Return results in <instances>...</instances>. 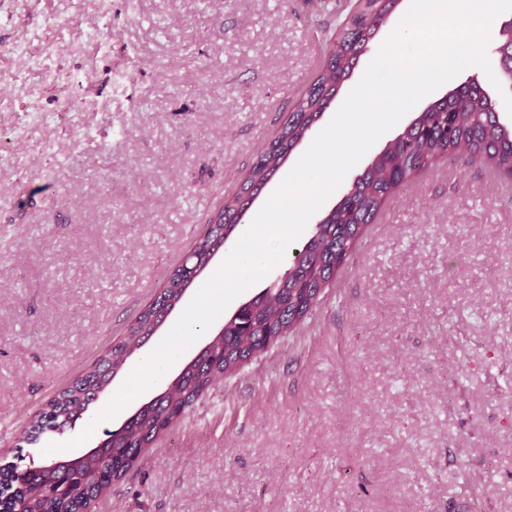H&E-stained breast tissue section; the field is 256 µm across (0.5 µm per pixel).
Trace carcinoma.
Here are the masks:
<instances>
[{
  "label": "carcinoma",
  "mask_w": 512,
  "mask_h": 512,
  "mask_svg": "<svg viewBox=\"0 0 512 512\" xmlns=\"http://www.w3.org/2000/svg\"><path fill=\"white\" fill-rule=\"evenodd\" d=\"M396 0H363L358 12L345 19L340 31L325 36L327 54L321 73L298 100L277 136L253 161L243 190L265 185L300 143L319 127L328 104L349 76L357 56L376 34L392 22ZM432 133L407 127L368 163L339 204L316 225L304 256L276 287L267 288L273 310L251 300L244 318L224 321V342L211 355L185 365L170 403L148 402L118 431L108 432L106 448H92L76 456L31 465L24 470L0 466V512H82L134 467L131 453L156 440L175 416H180L220 379L236 373L253 351L266 350L271 336H288L302 323L317 298L349 260L366 228L385 202L414 176L449 157H477L503 173L512 165V128L495 117L490 98L472 82L458 94L436 104L425 114ZM246 212L241 197L224 200L203 236L189 249L181 265L129 327L126 336L70 385L59 390L31 419L30 428L44 420L69 421L87 401L88 393L102 386L103 369L122 372L130 358L152 335L162 312L182 302L185 289L198 283L210 264L213 238L228 239Z\"/></svg>",
  "instance_id": "1"
}]
</instances>
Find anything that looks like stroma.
Masks as SVG:
<instances>
[{
  "label": "stroma",
  "mask_w": 512,
  "mask_h": 512,
  "mask_svg": "<svg viewBox=\"0 0 512 512\" xmlns=\"http://www.w3.org/2000/svg\"><path fill=\"white\" fill-rule=\"evenodd\" d=\"M0 0V464L238 191L349 0ZM477 81L470 67L422 99ZM85 102L71 111V95ZM198 352L96 422L88 451ZM512 179L440 161L91 512H512Z\"/></svg>",
  "instance_id": "obj_1"
}]
</instances>
